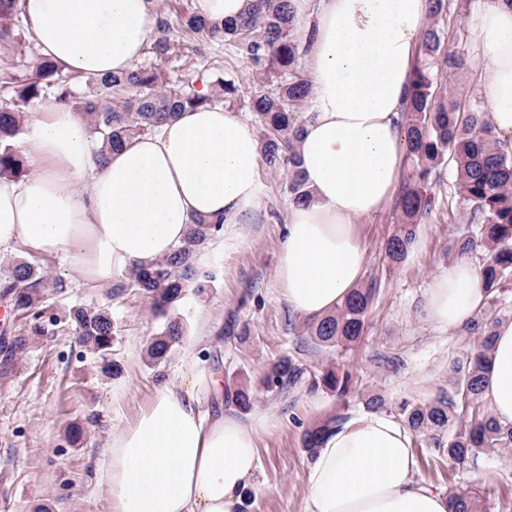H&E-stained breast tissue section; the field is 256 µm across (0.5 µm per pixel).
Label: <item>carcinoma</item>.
Masks as SVG:
<instances>
[{
	"mask_svg": "<svg viewBox=\"0 0 512 512\" xmlns=\"http://www.w3.org/2000/svg\"><path fill=\"white\" fill-rule=\"evenodd\" d=\"M18 2L0 0V51L18 58L13 67L0 73V82L11 89L10 96L0 98V178L28 175L26 160L15 141L24 131L29 104L49 98V91L53 104L84 115L92 133L101 139V162L186 108L211 104L218 97L237 99L235 83L215 72L189 68L177 81L168 78L164 64L185 52V43L172 36L171 29L176 27L193 38L196 52L211 43L233 44L250 63L264 66L265 83L249 102L264 132L263 155L270 167L287 170L295 202L311 200L299 169L297 147L312 88L298 70L297 23L290 0H248L247 10L239 19L220 26L198 15L193 0L174 7L161 3L158 35L145 48L153 63L138 64L120 75L88 78L87 83L100 89V93L90 95L78 93L70 75L52 59L27 57ZM456 10L452 0H429L434 23L423 34L424 61L414 70L401 121L413 162L412 175L397 199L400 227L388 241L387 252L395 261L407 253L416 224L433 211L429 187L437 182L440 168L450 165L457 196L467 206L466 223L471 225V232L459 237L451 250L458 256L485 252L480 274L489 304L494 306L512 284V151L485 125L481 112L461 110L458 97L464 94L463 88L454 89L442 82V73L451 76L464 67L463 58L447 47L448 30L443 26L451 22ZM271 74L280 76V81L266 83ZM223 227L221 221L195 220L185 240L169 256L132 270L112 286V295L129 291L163 320L146 348L147 366L155 370L157 378L162 376L161 364L184 335L183 323L175 312L188 291L201 296L214 279L212 272L196 265V252ZM0 288L15 310L33 324L30 335L0 341V365L6 367L27 350L30 337L42 333L48 292L63 288V284L40 264L15 258L0 270ZM373 299L372 288L354 289L331 314L306 324L305 335L320 346L348 350L361 338ZM68 317L100 372L112 377L119 365L112 361L117 327L110 310L78 305L70 308ZM497 323L496 318L484 314L465 327L472 342L465 363L455 369L454 396L424 404H400L417 444L432 448L438 460L461 464L487 449L512 448V425H500L482 397L483 373ZM305 378L311 389L330 392L340 404L351 391L349 372L330 364L309 376L303 365L287 357L271 364L260 384L264 391L282 395ZM224 402L246 412L253 405V392L246 385L228 386ZM458 419L461 424L443 438L441 433ZM341 420L336 414L305 428V451L314 455L323 435ZM448 512H486V504L476 489L459 488L448 496Z\"/></svg>",
	"mask_w": 512,
	"mask_h": 512,
	"instance_id": "1",
	"label": "carcinoma"
}]
</instances>
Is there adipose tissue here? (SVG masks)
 Here are the masks:
<instances>
[{
	"mask_svg": "<svg viewBox=\"0 0 512 512\" xmlns=\"http://www.w3.org/2000/svg\"><path fill=\"white\" fill-rule=\"evenodd\" d=\"M312 95L298 144L309 203L288 206L278 249L281 295L320 319L356 288L365 248L353 222L374 216L401 175L399 120L428 0H292ZM38 51L81 76L134 67L157 32L152 0H20ZM484 118L512 143V7L480 0L471 18ZM24 156L33 171L0 179V247L61 254L96 285L165 257L197 218L242 223L265 199L254 123L221 106L179 113L96 165L75 110L31 115ZM486 300L479 268L462 259L434 278L425 304L437 329L466 326ZM219 375L186 354L180 386L157 389L110 433L100 463L107 512H243L259 467L266 413L245 420L214 406ZM482 394L512 424V321L500 323ZM415 436L397 416L351 417L321 440L304 512H448L444 491L415 480Z\"/></svg>",
	"mask_w": 512,
	"mask_h": 512,
	"instance_id": "obj_1",
	"label": "adipose tissue"
}]
</instances>
